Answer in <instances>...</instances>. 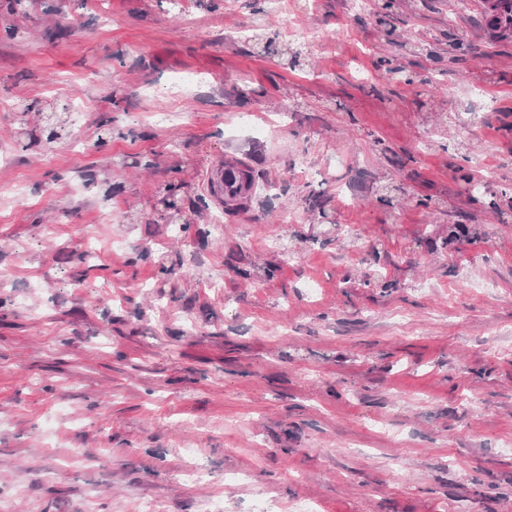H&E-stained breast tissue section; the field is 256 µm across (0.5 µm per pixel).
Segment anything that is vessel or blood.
I'll use <instances>...</instances> for the list:
<instances>
[{
	"instance_id": "b4317fda",
	"label": "vessel or blood",
	"mask_w": 512,
	"mask_h": 512,
	"mask_svg": "<svg viewBox=\"0 0 512 512\" xmlns=\"http://www.w3.org/2000/svg\"><path fill=\"white\" fill-rule=\"evenodd\" d=\"M204 190L211 203L219 209L237 206L245 209L255 184L247 161L224 155L210 162L204 172Z\"/></svg>"
}]
</instances>
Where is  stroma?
<instances>
[{"mask_svg":"<svg viewBox=\"0 0 512 512\" xmlns=\"http://www.w3.org/2000/svg\"><path fill=\"white\" fill-rule=\"evenodd\" d=\"M268 7L0 0V512H512V26ZM203 177L204 190L219 209L228 210L231 204L244 210L255 188L249 163L234 155H224L210 162Z\"/></svg>","mask_w":512,"mask_h":512,"instance_id":"stroma-1","label":"stroma"}]
</instances>
